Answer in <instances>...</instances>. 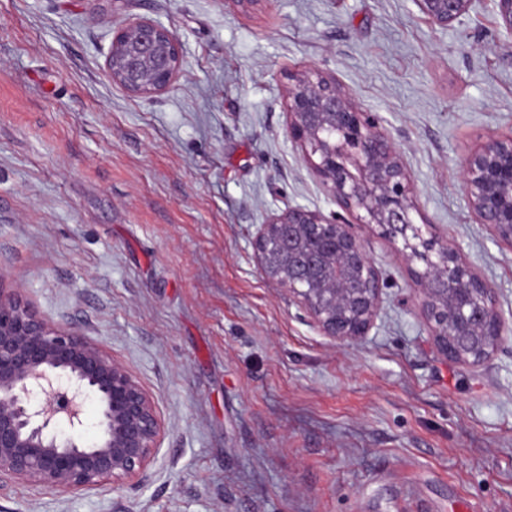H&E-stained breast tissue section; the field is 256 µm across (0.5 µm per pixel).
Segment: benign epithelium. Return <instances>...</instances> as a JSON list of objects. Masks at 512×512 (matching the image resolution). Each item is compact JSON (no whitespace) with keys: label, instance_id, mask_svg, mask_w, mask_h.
Listing matches in <instances>:
<instances>
[{"label":"benign epithelium","instance_id":"obj_1","mask_svg":"<svg viewBox=\"0 0 512 512\" xmlns=\"http://www.w3.org/2000/svg\"><path fill=\"white\" fill-rule=\"evenodd\" d=\"M446 28L472 0H413ZM112 82L146 98L167 92L184 68L178 36L136 18L112 31ZM288 137L340 212L303 206L269 214L251 245L271 282L339 342L364 340L384 309L380 273L353 224L374 225L409 267L417 303L438 352L475 366L499 348L504 322L495 288L426 221L416 187L391 136L336 77L318 68L285 74ZM463 192L476 223L512 247V132L462 162ZM97 407L96 435L84 407ZM164 434L152 394L101 343L48 322L19 288L0 287V483L59 494L119 489L141 481Z\"/></svg>","mask_w":512,"mask_h":512}]
</instances>
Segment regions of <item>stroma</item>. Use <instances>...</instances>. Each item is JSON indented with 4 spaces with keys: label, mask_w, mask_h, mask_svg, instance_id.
<instances>
[{
    "label": "stroma",
    "mask_w": 512,
    "mask_h": 512,
    "mask_svg": "<svg viewBox=\"0 0 512 512\" xmlns=\"http://www.w3.org/2000/svg\"><path fill=\"white\" fill-rule=\"evenodd\" d=\"M135 17L186 60L151 99L105 67ZM309 66L378 118L512 328V246L461 188L463 157L512 132L494 0L445 29L413 0H0V284L104 344L164 423L142 483H8L0 512H512V331L480 365L446 361L374 226L353 230L388 302L361 342L320 335L257 268L269 213L337 210L286 130L284 75Z\"/></svg>",
    "instance_id": "obj_1"
}]
</instances>
